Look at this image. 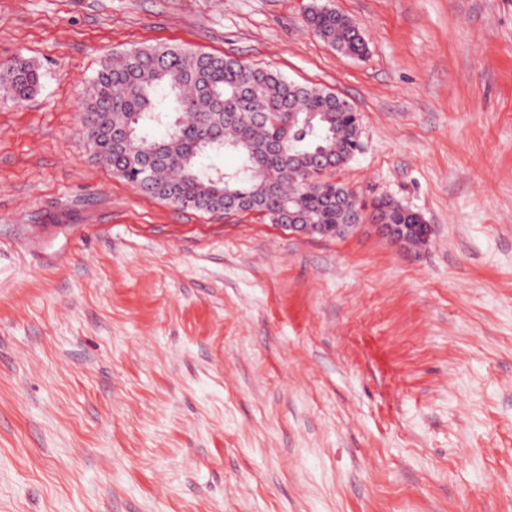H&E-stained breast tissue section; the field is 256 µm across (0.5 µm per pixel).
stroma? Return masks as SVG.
Wrapping results in <instances>:
<instances>
[{
    "mask_svg": "<svg viewBox=\"0 0 512 512\" xmlns=\"http://www.w3.org/2000/svg\"><path fill=\"white\" fill-rule=\"evenodd\" d=\"M338 11L367 51L306 25ZM179 45L347 99L331 178L406 251L181 208L93 156L103 58ZM0 512H512V0H0ZM39 70L25 58L19 57L0 74V94L14 101L30 97L40 82ZM378 204L381 207L383 219L388 222V224L383 223L381 214H377L378 221L381 224H376V226L381 235L400 248L409 249L414 247L410 224H418L425 239H429L432 228L428 224L421 223V218L417 214L408 212L400 204L391 200L381 199L378 200Z\"/></svg>",
    "mask_w": 512,
    "mask_h": 512,
    "instance_id": "1",
    "label": "stroma"
}]
</instances>
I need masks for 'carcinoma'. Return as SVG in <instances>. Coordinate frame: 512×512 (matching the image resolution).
I'll use <instances>...</instances> for the list:
<instances>
[{
	"label": "carcinoma",
	"mask_w": 512,
	"mask_h": 512,
	"mask_svg": "<svg viewBox=\"0 0 512 512\" xmlns=\"http://www.w3.org/2000/svg\"><path fill=\"white\" fill-rule=\"evenodd\" d=\"M309 28L337 51L361 56L358 25L334 10L307 18ZM39 70L18 57L0 74V94L14 101L38 88ZM84 134L97 159L149 196L206 212L224 210V195L239 194L272 223L289 209L298 224H347L362 205L355 193L328 181L310 191L311 154L349 162L360 150L358 112L336 105V96L294 83L267 67L180 46L134 47L108 57L81 104ZM231 112H272L277 122L247 126ZM165 128L160 137L150 134ZM230 150L239 163L218 171L200 162L208 152ZM390 224L421 218L391 200L378 201Z\"/></svg>",
	"instance_id": "carcinoma-1"
}]
</instances>
